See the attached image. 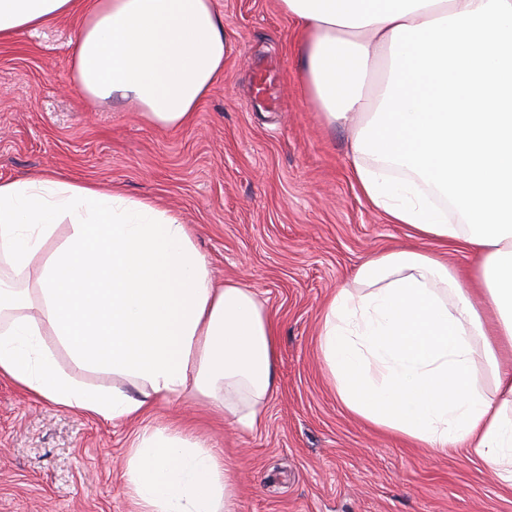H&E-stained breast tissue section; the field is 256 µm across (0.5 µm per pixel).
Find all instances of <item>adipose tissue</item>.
I'll return each instance as SVG.
<instances>
[{"label": "adipose tissue", "mask_w": 512, "mask_h": 512, "mask_svg": "<svg viewBox=\"0 0 512 512\" xmlns=\"http://www.w3.org/2000/svg\"><path fill=\"white\" fill-rule=\"evenodd\" d=\"M299 69L328 124H349L352 174L414 246L366 258L337 288L319 345L351 413L434 451L464 445L512 484V374L473 377L487 333L512 342V0H280ZM77 0H0V41L72 13ZM213 0H91L70 59L86 101L184 127L224 77ZM71 232L51 255L60 220ZM474 254L467 270L429 242ZM0 259L36 270L0 289V376L108 421L198 392L243 430L275 389L278 325L242 281L215 287L189 225L155 201L53 172L0 181ZM123 385L91 389L42 339ZM138 512H234L231 469L184 429L142 435L124 473Z\"/></svg>", "instance_id": "adipose-tissue-1"}]
</instances>
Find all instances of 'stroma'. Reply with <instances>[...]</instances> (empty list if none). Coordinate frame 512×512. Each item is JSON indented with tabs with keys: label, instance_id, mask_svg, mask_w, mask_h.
<instances>
[{
	"label": "stroma",
	"instance_id": "35a3bbf8",
	"mask_svg": "<svg viewBox=\"0 0 512 512\" xmlns=\"http://www.w3.org/2000/svg\"><path fill=\"white\" fill-rule=\"evenodd\" d=\"M230 50L224 79L192 125L159 129L134 109L84 104L69 54L71 14L0 42V179L54 170L178 213L212 278H246L275 316L276 390L245 431L200 394L109 422L31 397L0 377V512H136L124 472L136 438L187 428L236 476V512H512L507 486L456 446L436 454L339 402L319 350L327 299L369 255L411 245L361 196L350 133L328 126L297 76L293 20L280 0H215ZM108 389L111 372L75 365Z\"/></svg>",
	"mask_w": 512,
	"mask_h": 512
}]
</instances>
